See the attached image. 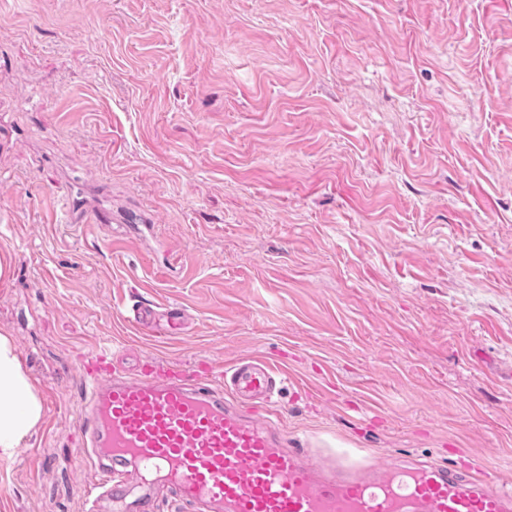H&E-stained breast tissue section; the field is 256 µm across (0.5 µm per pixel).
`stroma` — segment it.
<instances>
[{
  "mask_svg": "<svg viewBox=\"0 0 512 512\" xmlns=\"http://www.w3.org/2000/svg\"><path fill=\"white\" fill-rule=\"evenodd\" d=\"M1 251L43 415L0 512H88L103 348L267 359L295 447L512 486V0H0Z\"/></svg>",
  "mask_w": 512,
  "mask_h": 512,
  "instance_id": "1",
  "label": "stroma"
}]
</instances>
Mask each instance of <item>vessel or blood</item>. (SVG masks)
Masks as SVG:
<instances>
[{"label": "vessel or blood", "mask_w": 512, "mask_h": 512, "mask_svg": "<svg viewBox=\"0 0 512 512\" xmlns=\"http://www.w3.org/2000/svg\"><path fill=\"white\" fill-rule=\"evenodd\" d=\"M79 374L83 452L108 512H156L158 483L192 512H512V490L476 461L392 465L289 447L277 422L227 401L272 400L283 378L264 360H239L220 387L215 373L153 360L135 378L98 360Z\"/></svg>", "instance_id": "vessel-or-blood-1"}]
</instances>
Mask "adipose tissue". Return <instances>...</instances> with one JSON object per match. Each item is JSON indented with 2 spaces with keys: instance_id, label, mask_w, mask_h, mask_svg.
I'll return each mask as SVG.
<instances>
[{
  "instance_id": "1",
  "label": "adipose tissue",
  "mask_w": 512,
  "mask_h": 512,
  "mask_svg": "<svg viewBox=\"0 0 512 512\" xmlns=\"http://www.w3.org/2000/svg\"><path fill=\"white\" fill-rule=\"evenodd\" d=\"M43 407L10 337L0 333V460L13 459L35 431Z\"/></svg>"
}]
</instances>
